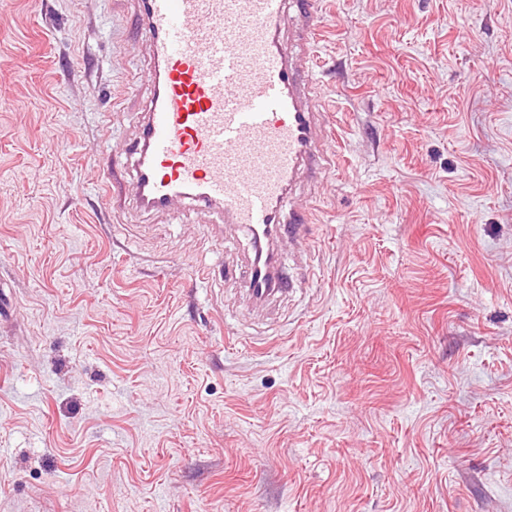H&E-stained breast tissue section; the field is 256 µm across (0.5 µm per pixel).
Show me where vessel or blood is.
<instances>
[{"instance_id": "obj_1", "label": "vessel or blood", "mask_w": 512, "mask_h": 512, "mask_svg": "<svg viewBox=\"0 0 512 512\" xmlns=\"http://www.w3.org/2000/svg\"><path fill=\"white\" fill-rule=\"evenodd\" d=\"M154 69L146 119L130 153L148 210L178 199L219 209L252 241L297 240L312 211L288 207L293 184L326 168L312 68L321 0H134ZM297 23L284 27L287 9ZM255 301L284 292L279 266L248 264Z\"/></svg>"}]
</instances>
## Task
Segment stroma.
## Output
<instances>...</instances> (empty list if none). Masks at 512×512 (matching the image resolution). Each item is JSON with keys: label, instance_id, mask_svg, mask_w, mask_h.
I'll return each mask as SVG.
<instances>
[{"label": "stroma", "instance_id": "obj_1", "mask_svg": "<svg viewBox=\"0 0 512 512\" xmlns=\"http://www.w3.org/2000/svg\"><path fill=\"white\" fill-rule=\"evenodd\" d=\"M323 21L339 160L258 308L245 232L135 198L131 0H0V512H512V0Z\"/></svg>", "mask_w": 512, "mask_h": 512}]
</instances>
